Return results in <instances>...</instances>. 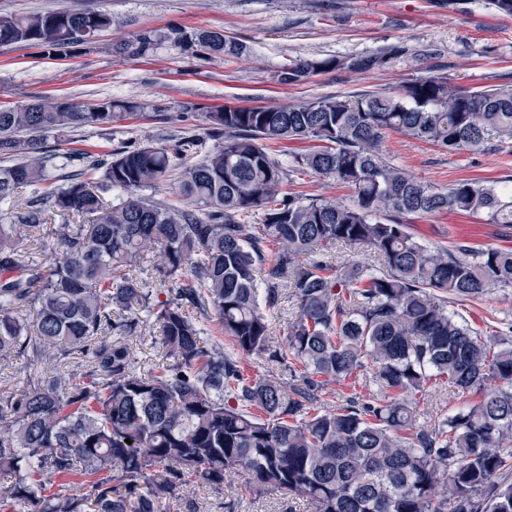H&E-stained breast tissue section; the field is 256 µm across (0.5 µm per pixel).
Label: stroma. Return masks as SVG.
I'll return each mask as SVG.
<instances>
[{"mask_svg":"<svg viewBox=\"0 0 512 512\" xmlns=\"http://www.w3.org/2000/svg\"><path fill=\"white\" fill-rule=\"evenodd\" d=\"M68 9L111 14L116 24L96 43L60 60L16 44L0 48V108L38 99H63L76 107L103 99L131 101L140 117L109 128L85 127L70 137H49L57 152L50 183L61 186L72 172L96 174L83 153L171 144L182 137H208L206 112L227 104L278 106L300 99L350 96L366 91L396 93L411 80L438 75L470 89L512 84V16L489 0H0V15ZM221 31L247 45V55L202 60L158 44L143 57L113 53L112 46L141 30L171 28ZM394 50L381 70L354 75L324 73L299 84H283L278 72L299 57L367 55ZM393 164L437 189L461 179L483 178L512 185V141L489 140L475 150L445 151L400 134L385 138ZM410 233L426 245L464 242L474 249L512 248V228L464 214L411 219ZM457 312L485 339L512 340V289L454 303ZM480 393L429 390L418 401V422L475 403ZM162 512H309L306 501L277 492L255 493L242 477L221 489L180 490Z\"/></svg>","mask_w":512,"mask_h":512,"instance_id":"1","label":"stroma"}]
</instances>
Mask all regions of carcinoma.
<instances>
[{"mask_svg": "<svg viewBox=\"0 0 512 512\" xmlns=\"http://www.w3.org/2000/svg\"><path fill=\"white\" fill-rule=\"evenodd\" d=\"M113 24L100 11L0 16V47L65 58L88 44L82 30ZM162 41L202 57L246 51L221 32L185 29L138 31L113 50L144 56ZM391 59H296L279 81L365 73ZM139 110L112 99L0 108V202H12L0 224V362L77 361L48 381L32 371L19 390L0 384V470L10 475L0 512H161L179 490L220 489L228 474L301 496L310 512H512V343L492 348L448 310L450 299L512 288V249L427 246L407 230L409 217L443 212L511 227L512 190L475 179L438 190L382 150L389 133L442 150L512 140V88L428 75L395 95L226 105L205 113L218 137L211 150L181 138L108 152L91 162L96 185L73 176L16 200L49 181V136ZM275 140L310 146L292 154L289 171L267 148ZM292 172L331 178L352 198L287 193ZM174 173L194 208L136 194ZM112 187L127 196L111 206L102 192ZM55 213L83 218L56 227L61 258L25 251ZM339 244L372 247L383 270L338 272L327 257ZM147 271L162 290L143 287ZM285 282L301 316L271 351L260 302L274 306ZM208 322L225 342L208 337ZM148 323L162 362L144 370L129 341ZM267 350L297 385L246 373L241 358ZM364 370L375 392L314 406L323 387ZM443 386L482 397L418 424L416 395Z\"/></svg>", "mask_w": 512, "mask_h": 512, "instance_id": "carcinoma-1", "label": "carcinoma"}]
</instances>
